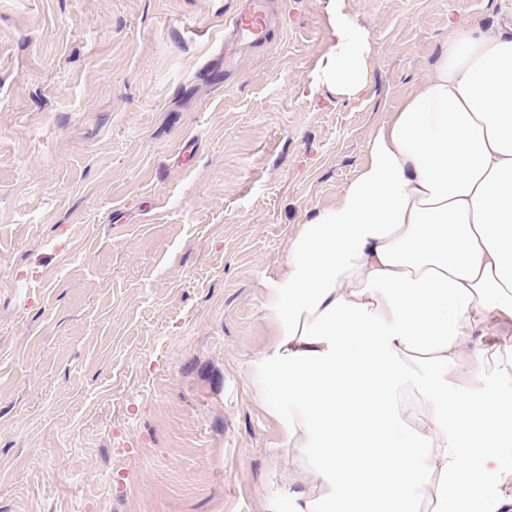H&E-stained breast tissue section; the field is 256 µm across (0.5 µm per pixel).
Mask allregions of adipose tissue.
<instances>
[{
  "label": "adipose tissue",
  "instance_id": "1",
  "mask_svg": "<svg viewBox=\"0 0 512 512\" xmlns=\"http://www.w3.org/2000/svg\"><path fill=\"white\" fill-rule=\"evenodd\" d=\"M329 37L316 85L355 97L367 39L336 9ZM366 154L270 281L250 374L291 512H448L512 463V347L482 330L512 320V12L449 23Z\"/></svg>",
  "mask_w": 512,
  "mask_h": 512
}]
</instances>
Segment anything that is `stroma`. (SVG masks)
Instances as JSON below:
<instances>
[{
	"instance_id": "35a3bbf8",
	"label": "stroma",
	"mask_w": 512,
	"mask_h": 512,
	"mask_svg": "<svg viewBox=\"0 0 512 512\" xmlns=\"http://www.w3.org/2000/svg\"><path fill=\"white\" fill-rule=\"evenodd\" d=\"M367 89L315 88L327 0H0V512H268L281 427L249 374L266 283L501 0H340ZM232 33L248 37L255 43L264 42L267 35L265 12L258 5L240 11L234 20Z\"/></svg>"
}]
</instances>
